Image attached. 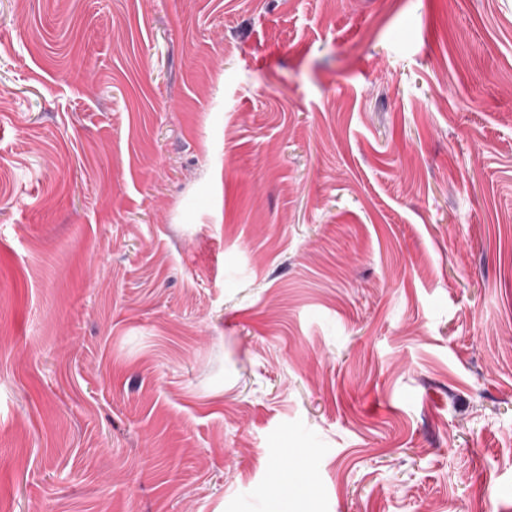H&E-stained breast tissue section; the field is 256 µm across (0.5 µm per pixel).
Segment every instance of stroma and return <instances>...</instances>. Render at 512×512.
I'll use <instances>...</instances> for the list:
<instances>
[{
    "label": "stroma",
    "instance_id": "1",
    "mask_svg": "<svg viewBox=\"0 0 512 512\" xmlns=\"http://www.w3.org/2000/svg\"><path fill=\"white\" fill-rule=\"evenodd\" d=\"M512 512V0H0V512Z\"/></svg>",
    "mask_w": 512,
    "mask_h": 512
}]
</instances>
